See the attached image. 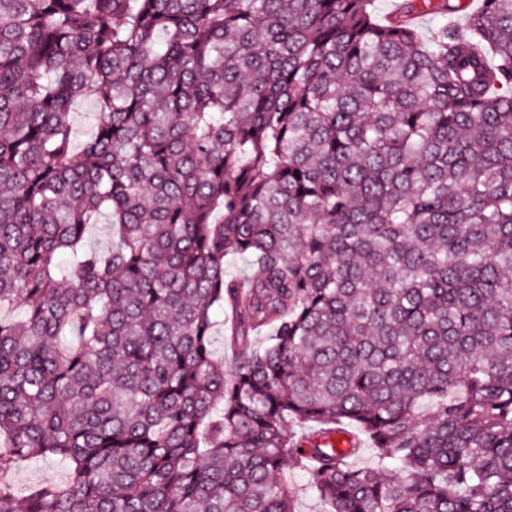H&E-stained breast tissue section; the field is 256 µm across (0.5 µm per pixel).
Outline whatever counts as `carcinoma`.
I'll use <instances>...</instances> for the list:
<instances>
[{
    "label": "carcinoma",
    "mask_w": 512,
    "mask_h": 512,
    "mask_svg": "<svg viewBox=\"0 0 512 512\" xmlns=\"http://www.w3.org/2000/svg\"><path fill=\"white\" fill-rule=\"evenodd\" d=\"M17 304L0 512H512V0H0ZM91 111L89 103H78L76 105V112H79L80 116L74 133V144L77 149L93 131L95 117ZM19 494L38 483L63 484L67 480L65 464L55 459L31 458L21 464L20 469L10 476Z\"/></svg>",
    "instance_id": "1"
}]
</instances>
